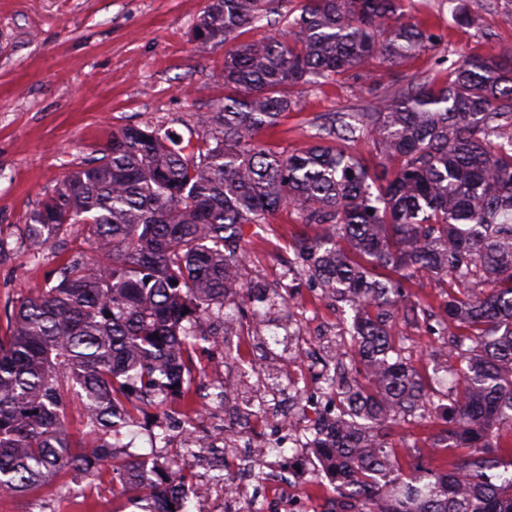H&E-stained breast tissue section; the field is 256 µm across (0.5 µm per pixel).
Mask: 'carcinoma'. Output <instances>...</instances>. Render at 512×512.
<instances>
[{
    "instance_id": "1",
    "label": "carcinoma",
    "mask_w": 512,
    "mask_h": 512,
    "mask_svg": "<svg viewBox=\"0 0 512 512\" xmlns=\"http://www.w3.org/2000/svg\"><path fill=\"white\" fill-rule=\"evenodd\" d=\"M412 2L205 0L194 35L228 50L201 134L118 129L28 225L34 259L76 227L97 258L69 256L56 285L5 311L0 490L28 494L115 458L141 404L182 392L199 337L240 322L244 226L289 208L320 228L295 239L299 273L353 313L323 371L338 412L309 421L300 444L331 478L334 512H512V51L459 54L444 78L377 95L386 71L437 49ZM448 6L452 24L473 23L468 0ZM272 22L276 35L241 39ZM328 83L371 94L366 109L314 125L298 152L259 139L297 108L293 87ZM424 274L444 283L435 306L408 291ZM421 316L466 370L414 363L391 327ZM440 410L435 443L392 442ZM136 470L128 460L110 477L143 512H186L174 479L143 485Z\"/></svg>"
}]
</instances>
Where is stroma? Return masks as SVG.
<instances>
[{
    "label": "stroma",
    "mask_w": 512,
    "mask_h": 512,
    "mask_svg": "<svg viewBox=\"0 0 512 512\" xmlns=\"http://www.w3.org/2000/svg\"><path fill=\"white\" fill-rule=\"evenodd\" d=\"M205 0H0V336L8 328L6 304L55 284L62 259L90 247L74 230L32 260L22 246L42 199L72 170L97 158L113 131L129 124L162 122L181 136L195 126V115L224 95L220 79L224 45L195 39L193 26ZM476 24L458 28L448 22L446 0H429L421 19L435 23L443 43L459 54H489L512 48V21L485 0H471ZM300 109L287 113L273 141L293 153L310 143L312 124L334 112L362 109L365 96L343 84L299 87ZM305 227L286 209L271 223L247 226L248 284L292 285L285 304L270 315L279 323L313 320L325 335L305 330L266 350L260 328L247 324L235 345L198 351L195 381L217 374L236 381L239 400L264 397L280 385L278 375L257 376L248 367L259 355L269 365L287 366L315 388L312 371L290 360L298 350L318 359L335 338L344 315L320 288L288 268L295 259L294 235ZM414 358L437 355L446 361L444 340L426 322H403ZM173 428L167 407L147 408L126 428L132 458L152 451L155 426ZM0 512H137L130 493L97 485L95 476L68 472L44 485L35 496L0 494Z\"/></svg>",
    "instance_id": "obj_1"
}]
</instances>
